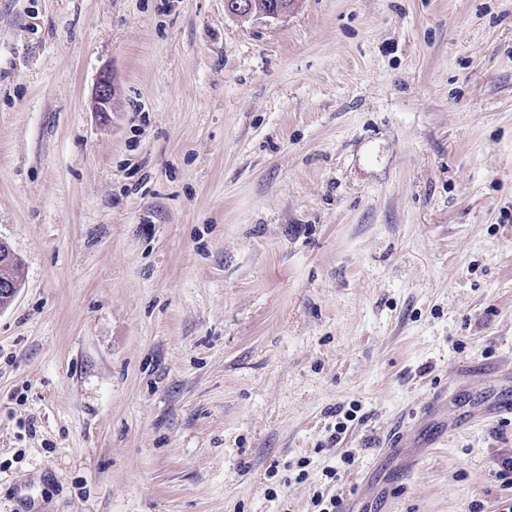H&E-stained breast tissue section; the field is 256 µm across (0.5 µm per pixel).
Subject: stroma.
<instances>
[{
    "label": "stroma",
    "mask_w": 512,
    "mask_h": 512,
    "mask_svg": "<svg viewBox=\"0 0 512 512\" xmlns=\"http://www.w3.org/2000/svg\"><path fill=\"white\" fill-rule=\"evenodd\" d=\"M0 238V512L512 506V0H0ZM255 0H237L232 5L226 6L229 15L248 20V19H265V21L279 20L288 14V9L277 6H267L265 8L256 6Z\"/></svg>",
    "instance_id": "35a3bbf8"
}]
</instances>
